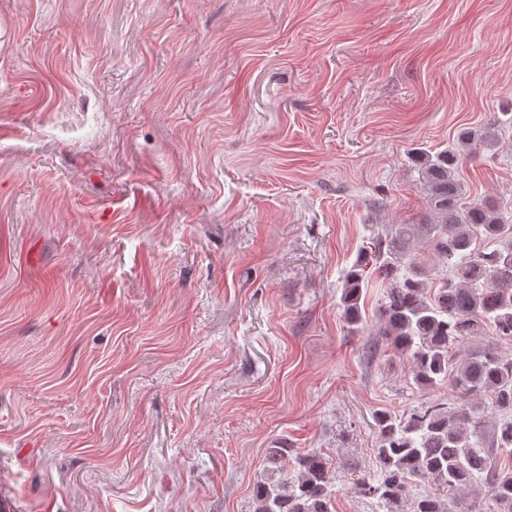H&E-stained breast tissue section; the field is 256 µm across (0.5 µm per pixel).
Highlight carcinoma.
<instances>
[{
  "label": "carcinoma",
  "mask_w": 512,
  "mask_h": 512,
  "mask_svg": "<svg viewBox=\"0 0 512 512\" xmlns=\"http://www.w3.org/2000/svg\"><path fill=\"white\" fill-rule=\"evenodd\" d=\"M497 126L462 130L451 147L418 151L414 161L427 213L414 224H397L387 244L376 240L346 272L339 307L346 323L361 324L365 269L374 266L385 293L378 308L379 335L410 365L415 384L429 389L446 380L452 401L437 400L406 416L373 414L376 470L358 478L357 490L394 512L408 483L430 490L413 512H477L468 492L480 487L496 512H512V461L493 467L492 451L512 448V356L499 340L512 339V224L494 202L465 207L458 170L463 160L491 145ZM424 240L445 271L431 277L406 248ZM489 329L495 339L460 354L470 338ZM481 396L496 415L485 431ZM267 480L256 484L252 512H336L334 475L314 452L267 449ZM283 477L277 479L275 475Z\"/></svg>",
  "instance_id": "1"
}]
</instances>
